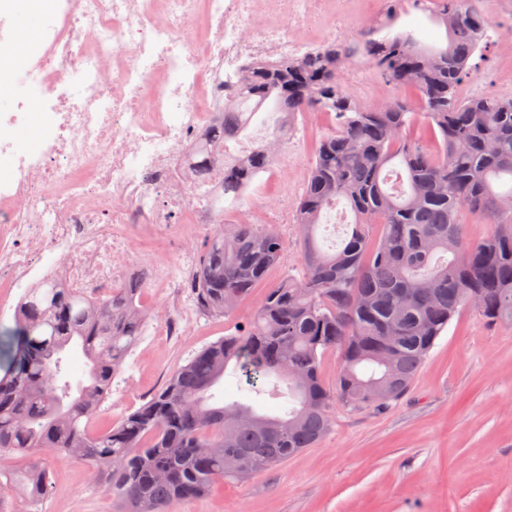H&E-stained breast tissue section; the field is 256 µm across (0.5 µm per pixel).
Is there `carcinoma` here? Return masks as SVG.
I'll return each mask as SVG.
<instances>
[{
  "mask_svg": "<svg viewBox=\"0 0 512 512\" xmlns=\"http://www.w3.org/2000/svg\"><path fill=\"white\" fill-rule=\"evenodd\" d=\"M485 2L445 0L437 13L443 47L413 31L376 39V29L245 71L242 97L254 100L252 114L276 112L286 123L296 113L324 112L336 123L316 142L297 209L301 275L268 289L244 326L196 352L118 423L99 427L96 419L142 336L145 276L104 295L55 277L26 289L14 314V353L0 365V455L26 461L0 475V512L17 497L31 509L52 494L39 461L45 453L103 470L108 492L131 512H168L312 447L329 431L337 402L356 409L398 399L460 308L512 325V93L459 96L470 60L489 38ZM354 60L399 95L381 108L356 102L341 76ZM236 111L225 104L190 150L193 176L224 165V117ZM271 163L258 144L225 165L214 201L232 190L230 205L240 204ZM339 200L355 223L330 252L316 231ZM473 221L492 232L471 240ZM283 251L265 225H224L188 284L198 311H233ZM72 348L85 358L86 379L59 386ZM329 351L339 354L334 390L321 373ZM227 374L236 399L215 403L212 389ZM265 395L281 399L279 413L257 410Z\"/></svg>",
  "mask_w": 512,
  "mask_h": 512,
  "instance_id": "obj_1",
  "label": "carcinoma"
}]
</instances>
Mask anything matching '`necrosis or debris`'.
<instances>
[{
    "label": "necrosis or debris",
    "instance_id": "necrosis-or-debris-1",
    "mask_svg": "<svg viewBox=\"0 0 512 512\" xmlns=\"http://www.w3.org/2000/svg\"><path fill=\"white\" fill-rule=\"evenodd\" d=\"M375 16L368 0H60L0 110V304L47 264L72 287L108 290L152 235L180 256L156 264L154 281L181 287L189 226L215 221L184 154L239 97L243 69L345 39L349 22ZM26 128L37 148L22 145ZM286 137L262 136L282 187L271 224L286 222L297 185Z\"/></svg>",
    "mask_w": 512,
    "mask_h": 512
}]
</instances>
